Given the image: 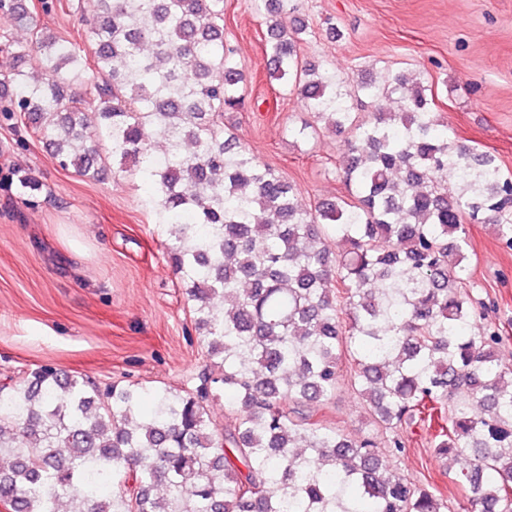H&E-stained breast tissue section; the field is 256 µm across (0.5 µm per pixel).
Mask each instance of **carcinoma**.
Returning a JSON list of instances; mask_svg holds the SVG:
<instances>
[{"mask_svg": "<svg viewBox=\"0 0 512 512\" xmlns=\"http://www.w3.org/2000/svg\"><path fill=\"white\" fill-rule=\"evenodd\" d=\"M264 6L269 79L344 138L347 199L299 205L224 129L245 104L224 0H78L87 45L36 23L54 4L10 0L25 38L0 35V114L23 115L81 177L104 179L111 159L137 167L209 371L195 388L151 390L148 412L138 387L103 392L52 366L1 384L10 512H448L444 492L389 469L371 437L303 410L343 381L395 450L418 425L435 456L467 461L466 512H512V370L464 282L468 223L512 246V179L448 140L432 86L398 73L351 92L299 63L294 0ZM395 95L396 112H351L354 97ZM210 382L234 424L211 418Z\"/></svg>", "mask_w": 512, "mask_h": 512, "instance_id": "1", "label": "carcinoma"}]
</instances>
